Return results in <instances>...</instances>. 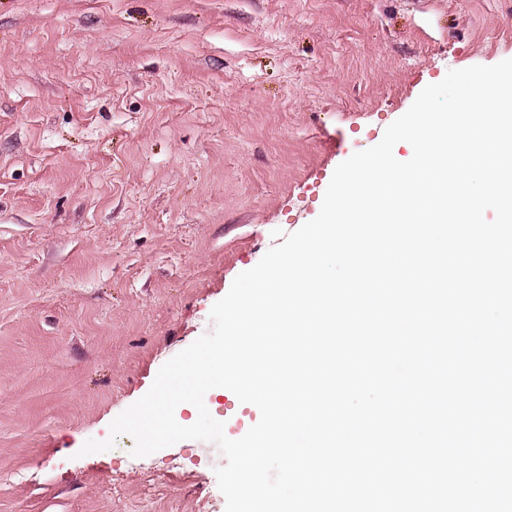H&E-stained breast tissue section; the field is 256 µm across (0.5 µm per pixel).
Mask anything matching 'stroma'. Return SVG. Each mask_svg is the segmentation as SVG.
I'll return each instance as SVG.
<instances>
[{
  "label": "stroma",
  "mask_w": 512,
  "mask_h": 512,
  "mask_svg": "<svg viewBox=\"0 0 512 512\" xmlns=\"http://www.w3.org/2000/svg\"><path fill=\"white\" fill-rule=\"evenodd\" d=\"M508 58L512 0H0V512H225L212 443L80 449L341 162Z\"/></svg>",
  "instance_id": "35a3bbf8"
}]
</instances>
